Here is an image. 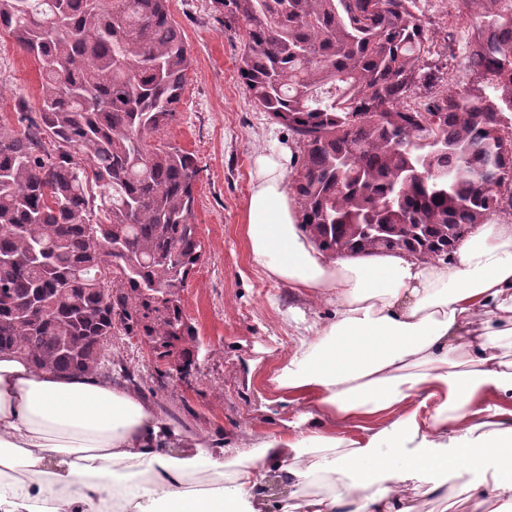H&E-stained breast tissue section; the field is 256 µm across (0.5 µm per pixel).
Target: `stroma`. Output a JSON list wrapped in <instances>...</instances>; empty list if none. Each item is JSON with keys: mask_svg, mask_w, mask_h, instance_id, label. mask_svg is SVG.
Returning a JSON list of instances; mask_svg holds the SVG:
<instances>
[{"mask_svg": "<svg viewBox=\"0 0 512 512\" xmlns=\"http://www.w3.org/2000/svg\"><path fill=\"white\" fill-rule=\"evenodd\" d=\"M170 10L193 63L178 117L159 138L192 153L200 167L193 221L203 255L182 295L183 311L198 331L200 357L186 385L166 375L142 337H125L121 349L142 372L146 400L186 433L245 448L256 436L279 430L296 411L274 402L265 384L267 371L296 342L290 310L322 320L334 307L269 280L251 265L243 224L248 172L269 134L284 141L288 132L252 106L238 75L242 38L225 31L213 0H171ZM423 19L435 39L448 28L455 33L446 60L449 89L471 87L476 77L465 56L480 19L450 16L442 0H429ZM39 96L38 62L0 32V116L11 114L21 98L37 106Z\"/></svg>", "mask_w": 512, "mask_h": 512, "instance_id": "35a3bbf8", "label": "stroma"}]
</instances>
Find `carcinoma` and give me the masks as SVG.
<instances>
[{"instance_id":"1","label":"carcinoma","mask_w":512,"mask_h":512,"mask_svg":"<svg viewBox=\"0 0 512 512\" xmlns=\"http://www.w3.org/2000/svg\"><path fill=\"white\" fill-rule=\"evenodd\" d=\"M243 29L250 101L298 148L288 190L331 256L446 258L477 224L512 217V0H451L483 24L442 85L419 0H213ZM0 31L41 67L37 108L0 120V352L37 371L143 377L114 340H178L202 256L195 157L156 135L192 65L170 0H0Z\"/></svg>"}]
</instances>
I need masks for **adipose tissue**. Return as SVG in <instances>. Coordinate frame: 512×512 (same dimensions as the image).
Masks as SVG:
<instances>
[{"mask_svg": "<svg viewBox=\"0 0 512 512\" xmlns=\"http://www.w3.org/2000/svg\"><path fill=\"white\" fill-rule=\"evenodd\" d=\"M290 147L255 154L243 223L252 265L335 306L296 318L267 383L293 419L248 448L188 435L96 375L0 353V512H260L267 472L320 485L297 512H424L463 463L512 499V220L478 225L445 259L328 257L297 222Z\"/></svg>", "mask_w": 512, "mask_h": 512, "instance_id": "1", "label": "adipose tissue"}]
</instances>
